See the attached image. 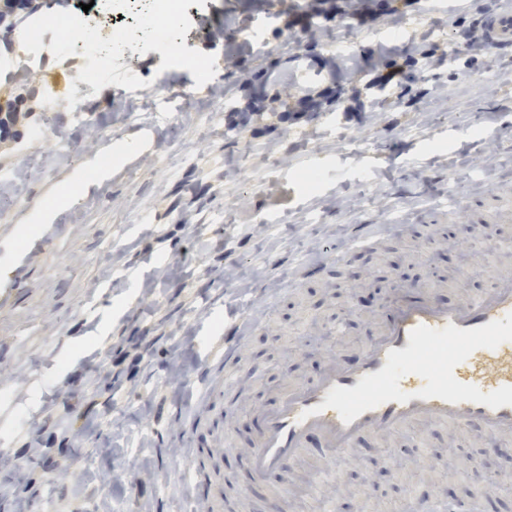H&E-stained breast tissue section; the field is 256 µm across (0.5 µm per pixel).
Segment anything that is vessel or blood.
<instances>
[{"label": "vessel or blood", "mask_w": 512, "mask_h": 512, "mask_svg": "<svg viewBox=\"0 0 512 512\" xmlns=\"http://www.w3.org/2000/svg\"><path fill=\"white\" fill-rule=\"evenodd\" d=\"M480 38L512 47V9L485 8ZM30 255L0 238V288L13 294ZM235 326L212 336L214 354L232 360ZM427 420L465 429L480 422L512 434V271L478 298L442 303L432 286L416 289L387 314L360 360L327 363L309 383H292L260 415L249 457L253 480L296 461L310 436L321 437L325 463L348 456L364 434L386 436Z\"/></svg>", "instance_id": "vessel-or-blood-1"}]
</instances>
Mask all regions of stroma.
<instances>
[{"label":"stroma","instance_id":"stroma-1","mask_svg":"<svg viewBox=\"0 0 512 512\" xmlns=\"http://www.w3.org/2000/svg\"><path fill=\"white\" fill-rule=\"evenodd\" d=\"M74 3L35 0V12L76 15L80 43L123 37L85 121L66 110L85 58L54 29L28 41L0 32V62L37 77L10 84L27 114L0 141V236L30 225L37 240L20 292L0 299V371L19 375L0 400L12 461L0 512H204L206 483L172 475L215 427L233 440L224 512H272L283 492L285 512H402L415 490L455 512H512V435L477 422L362 436L336 459L330 490L315 438L266 481L248 469L259 410L328 357L355 362L396 297L436 280L444 303L479 297L512 265V222L485 220L512 208V84L497 81L512 49H491L489 70L460 38L488 0L323 18L311 0H188L185 50L211 62L202 80L175 65L151 20ZM304 28L320 40L291 42ZM239 45L246 85L225 66ZM392 59L405 76L387 84ZM253 84L262 102L243 126ZM51 109L50 133L33 140ZM93 156L111 180L89 177L62 200ZM238 316L249 326L226 369L238 389L219 410L198 390L207 338ZM337 321L343 336L324 339ZM422 455L445 465L418 473Z\"/></svg>","mask_w":512,"mask_h":512}]
</instances>
